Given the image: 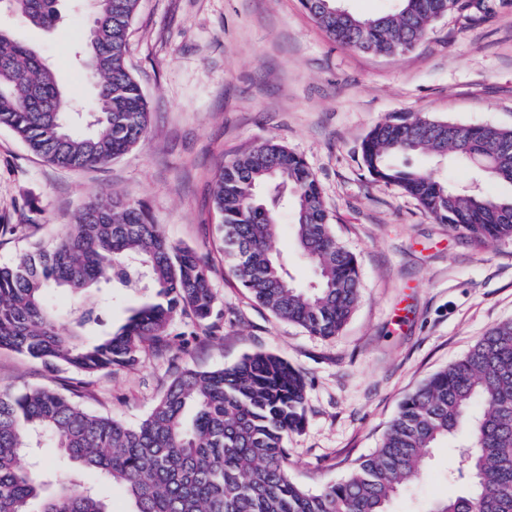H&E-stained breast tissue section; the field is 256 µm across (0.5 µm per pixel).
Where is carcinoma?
I'll use <instances>...</instances> for the list:
<instances>
[{
  "instance_id": "carcinoma-1",
  "label": "carcinoma",
  "mask_w": 512,
  "mask_h": 512,
  "mask_svg": "<svg viewBox=\"0 0 512 512\" xmlns=\"http://www.w3.org/2000/svg\"><path fill=\"white\" fill-rule=\"evenodd\" d=\"M29 24L49 28L59 0H0ZM138 0H99L78 52L95 80L89 106L77 111L36 50L0 30V127L49 164L82 169L128 152L146 133L150 112L125 64ZM465 6L458 0H395L358 35L332 12L312 11L335 41L383 55L409 52L427 30ZM485 178L512 186V129L422 114L391 115L362 143L377 181L414 198L436 221L481 242L512 239V195L462 192L394 155L442 150ZM314 279L300 288L274 249L282 205ZM213 207L224 257L254 300L275 317L330 337L350 318L359 296L358 262L333 233L317 177L288 147L266 141L221 165ZM110 288L150 292L157 301L102 334L93 307L58 323L52 287L85 295ZM216 295L199 253L173 245L142 204L117 195L89 202L60 241L35 246L18 263L0 265V349L44 366L97 374L133 367L145 350L170 347V322L191 313L209 320ZM305 384L284 358L259 351L231 366L177 370L148 415L131 426L90 412L49 387L0 392V512H111L97 484L122 492L128 512H388L408 483L426 476L430 450L462 436L466 451L449 478L465 482L428 512H512V322L487 331L460 360L432 375L402 403L381 444L343 479L311 493L289 476L288 435L304 424ZM43 437L73 465L47 479L23 457ZM39 508L31 510L33 501Z\"/></svg>"
}]
</instances>
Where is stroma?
Segmentation results:
<instances>
[{"instance_id":"stroma-1","label":"stroma","mask_w":512,"mask_h":512,"mask_svg":"<svg viewBox=\"0 0 512 512\" xmlns=\"http://www.w3.org/2000/svg\"><path fill=\"white\" fill-rule=\"evenodd\" d=\"M489 2V14H450L414 50L384 56L332 40L302 0H139L126 61L149 104L147 134L112 162L69 170L0 128V264L54 243L89 201L116 193L145 205L174 245L205 257L220 327L212 336L178 315L167 352L90 376L0 349V389L78 385L84 408L134 425L176 368L229 366L269 351L305 378V423L288 438L291 478L313 493L344 478L378 448L408 395L512 321V240L483 244L451 231L397 186L374 180L360 152L370 130L397 112L512 127V0ZM92 25L76 0H62L49 30L0 13V29L35 48L80 104L94 82L74 48ZM269 139L305 158L337 241L358 259V303L333 337L274 317L224 258L214 172ZM394 162L456 189L507 191L449 155ZM457 444L431 450L430 478L404 488L390 512H420L462 490L446 477Z\"/></svg>"}]
</instances>
